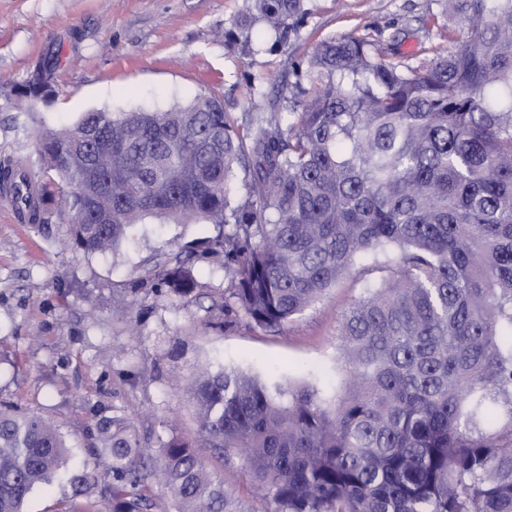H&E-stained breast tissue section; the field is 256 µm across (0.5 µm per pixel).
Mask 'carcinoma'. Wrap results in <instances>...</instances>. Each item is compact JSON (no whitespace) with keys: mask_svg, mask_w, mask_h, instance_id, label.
Segmentation results:
<instances>
[{"mask_svg":"<svg viewBox=\"0 0 512 512\" xmlns=\"http://www.w3.org/2000/svg\"><path fill=\"white\" fill-rule=\"evenodd\" d=\"M448 10L465 27L426 66L377 40L321 42L286 124H240L199 94L34 133L40 200L59 201L74 249L108 253L149 220L223 224L212 245L236 273L232 304L269 331L373 259L379 278L339 323L336 403L224 368L188 383L200 445L250 474L265 512H512V0ZM304 14L305 0H251L234 38L248 48L261 25L285 45ZM59 65L49 56L25 89L54 86ZM21 169L1 165L0 182L15 189ZM155 277L182 297L197 286L188 256ZM97 431L98 512H147L154 484L178 512H251L192 445L172 438L146 461L125 416ZM71 464L52 422L0 408V512L55 479L96 481Z\"/></svg>","mask_w":512,"mask_h":512,"instance_id":"1","label":"carcinoma"}]
</instances>
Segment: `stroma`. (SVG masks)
<instances>
[{
    "label": "stroma",
    "instance_id": "obj_1",
    "mask_svg": "<svg viewBox=\"0 0 512 512\" xmlns=\"http://www.w3.org/2000/svg\"><path fill=\"white\" fill-rule=\"evenodd\" d=\"M249 0H0V161L34 159L32 134L67 127L86 112L164 110L210 91L245 118L287 97L295 69L319 42L383 37L395 58L419 64L447 49V0H306L297 38L275 46L255 28L253 52L227 33ZM61 56L56 96L19 94L36 62ZM267 96H252V84ZM219 224L138 225L111 253L70 247V226L50 205L41 224L0 210V406L38 414L93 463L96 423L124 414L145 452L170 438L194 442L195 403L185 381L199 368L239 369L267 383L307 384L328 402L346 389L338 321L365 292L351 272L278 335L227 307L233 278L222 256L198 253L197 288L183 298L151 284ZM198 456L252 512L263 493L215 449ZM98 494L64 480L36 487L26 512H95Z\"/></svg>",
    "mask_w": 512,
    "mask_h": 512
}]
</instances>
